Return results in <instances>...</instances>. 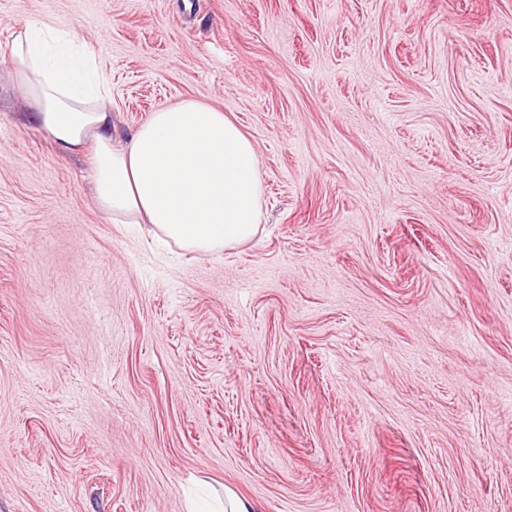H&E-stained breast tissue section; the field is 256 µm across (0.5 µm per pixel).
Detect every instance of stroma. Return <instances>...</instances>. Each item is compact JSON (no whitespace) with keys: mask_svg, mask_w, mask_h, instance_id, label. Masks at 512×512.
<instances>
[{"mask_svg":"<svg viewBox=\"0 0 512 512\" xmlns=\"http://www.w3.org/2000/svg\"><path fill=\"white\" fill-rule=\"evenodd\" d=\"M93 49L261 164L219 253L96 206L9 76ZM512 512V0H0V512Z\"/></svg>","mask_w":512,"mask_h":512,"instance_id":"1","label":"stroma"}]
</instances>
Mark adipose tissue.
Here are the masks:
<instances>
[{
  "label": "adipose tissue",
  "mask_w": 512,
  "mask_h": 512,
  "mask_svg": "<svg viewBox=\"0 0 512 512\" xmlns=\"http://www.w3.org/2000/svg\"><path fill=\"white\" fill-rule=\"evenodd\" d=\"M48 36L70 40L46 19L15 33L14 79L58 150L91 147L94 198L112 223L149 225L188 252L218 253L256 235L264 193L257 151L222 109L190 98L163 105L116 142L94 53L80 46L75 67L53 66L41 50Z\"/></svg>",
  "instance_id": "adipose-tissue-1"
}]
</instances>
